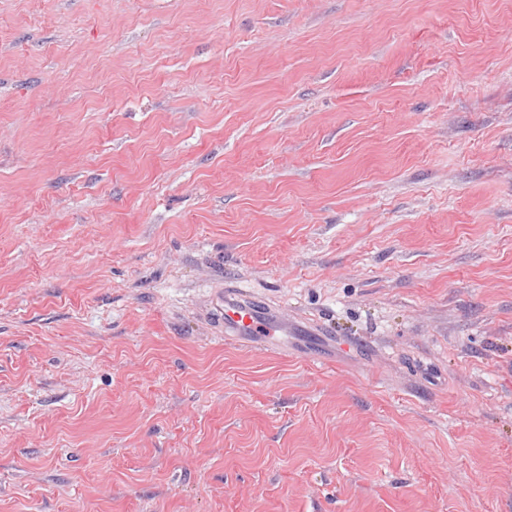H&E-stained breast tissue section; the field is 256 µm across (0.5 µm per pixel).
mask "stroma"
<instances>
[{"mask_svg":"<svg viewBox=\"0 0 512 512\" xmlns=\"http://www.w3.org/2000/svg\"><path fill=\"white\" fill-rule=\"evenodd\" d=\"M0 512H512V0H0ZM214 309L224 334L243 345L273 349L280 336H288V314L241 291L224 292Z\"/></svg>","mask_w":512,"mask_h":512,"instance_id":"obj_1","label":"stroma"}]
</instances>
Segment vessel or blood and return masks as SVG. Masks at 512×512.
<instances>
[{"label":"vessel or blood","instance_id":"b4317fda","mask_svg":"<svg viewBox=\"0 0 512 512\" xmlns=\"http://www.w3.org/2000/svg\"><path fill=\"white\" fill-rule=\"evenodd\" d=\"M215 312L225 335L246 346L271 349L288 333L289 321L284 311L237 290L224 292L216 302Z\"/></svg>","mask_w":512,"mask_h":512}]
</instances>
